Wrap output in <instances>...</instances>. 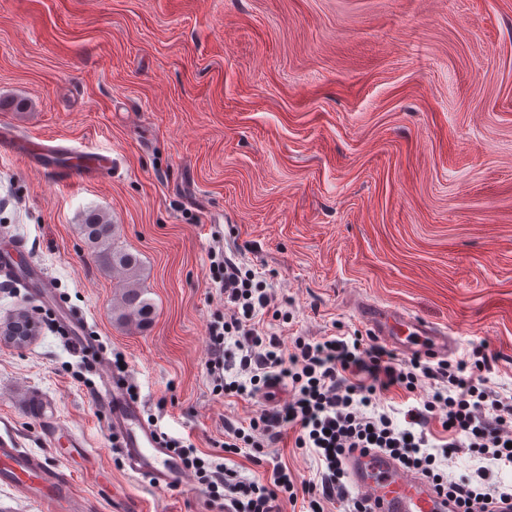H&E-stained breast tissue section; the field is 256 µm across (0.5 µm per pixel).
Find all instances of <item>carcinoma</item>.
<instances>
[{"label":"carcinoma","mask_w":512,"mask_h":512,"mask_svg":"<svg viewBox=\"0 0 512 512\" xmlns=\"http://www.w3.org/2000/svg\"><path fill=\"white\" fill-rule=\"evenodd\" d=\"M81 232L93 248L96 259L107 268L121 269L126 278L116 311L117 320L147 323L153 315V304L144 298V290L140 287L142 266L135 255L118 245L115 225L102 215L90 212L81 224Z\"/></svg>","instance_id":"1"}]
</instances>
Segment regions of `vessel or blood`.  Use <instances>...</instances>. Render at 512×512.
Wrapping results in <instances>:
<instances>
[{
    "mask_svg": "<svg viewBox=\"0 0 512 512\" xmlns=\"http://www.w3.org/2000/svg\"><path fill=\"white\" fill-rule=\"evenodd\" d=\"M9 150L29 155L44 169L61 168L54 148L37 142L19 144L0 127V152ZM106 154L70 157L68 175H87L92 169H111ZM361 316L376 336L396 348L432 356L450 349L447 331L417 320L397 310L373 302L359 306ZM101 402L108 411V422L118 440L119 452L131 471L154 486L178 483L184 468L167 448L161 433L147 422L136 399L127 393L125 379L119 375L103 381ZM58 455L69 457L85 453L84 440L72 432L56 428L47 436ZM347 478L355 492L365 499L370 512H449L450 506L427 482L406 473L388 453L360 449L345 458ZM0 483L13 488L21 497L37 505L41 512H87L86 501L72 480L59 469L29 451L15 435L0 432Z\"/></svg>",
    "mask_w": 512,
    "mask_h": 512,
    "instance_id": "vessel-or-blood-1",
    "label": "vessel or blood"
}]
</instances>
